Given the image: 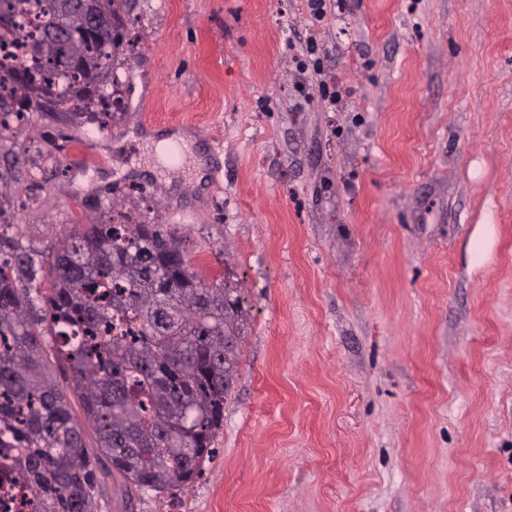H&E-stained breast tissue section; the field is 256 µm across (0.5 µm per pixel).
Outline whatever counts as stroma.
I'll return each instance as SVG.
<instances>
[{"mask_svg":"<svg viewBox=\"0 0 512 512\" xmlns=\"http://www.w3.org/2000/svg\"><path fill=\"white\" fill-rule=\"evenodd\" d=\"M327 7L127 0L108 131L0 129L36 261L120 201L247 311L195 482L131 494L103 458L95 512H512V0ZM310 42L336 105L296 86Z\"/></svg>","mask_w":512,"mask_h":512,"instance_id":"obj_1","label":"stroma"}]
</instances>
